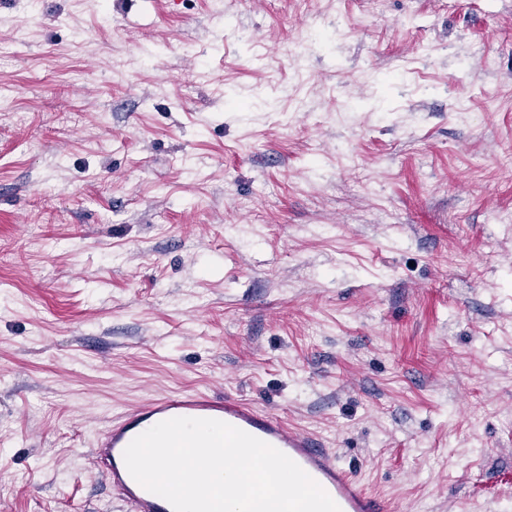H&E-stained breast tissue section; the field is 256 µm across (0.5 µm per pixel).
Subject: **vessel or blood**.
Instances as JSON below:
<instances>
[{
	"instance_id": "obj_1",
	"label": "vessel or blood",
	"mask_w": 512,
	"mask_h": 512,
	"mask_svg": "<svg viewBox=\"0 0 512 512\" xmlns=\"http://www.w3.org/2000/svg\"><path fill=\"white\" fill-rule=\"evenodd\" d=\"M175 417L217 419L270 444L316 481L341 512H390L383 499L367 493L353 475L339 466L335 453L316 436L236 398L218 399L201 392L149 399L98 435L90 463L105 475L113 492L121 501L129 503L133 512H173L168 501L147 491L132 478L123 454L136 436Z\"/></svg>"
}]
</instances>
